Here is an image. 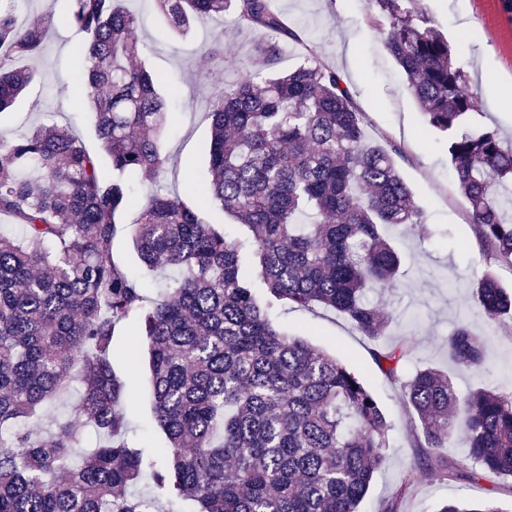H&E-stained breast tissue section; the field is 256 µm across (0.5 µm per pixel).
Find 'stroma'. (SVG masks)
<instances>
[{"label":"stroma","mask_w":512,"mask_h":512,"mask_svg":"<svg viewBox=\"0 0 512 512\" xmlns=\"http://www.w3.org/2000/svg\"><path fill=\"white\" fill-rule=\"evenodd\" d=\"M274 5L343 76L363 114L366 136L396 150L400 172L424 214L425 235H407L393 227L384 230L402 254L404 271L400 288L371 295L374 306L390 317L385 344H407L405 375L436 367L452 378L459 394L477 387L512 393V321L489 322L469 288L472 278L489 267L511 285L512 268L494 260L490 247L470 224L468 204L453 180L447 142L426 131L403 74L386 52L378 28L367 19L366 0H275ZM423 5L447 35L478 94L480 110L471 117L469 130L495 129L504 139H512V100L497 107L487 98L489 81L512 78V14L505 12L501 0H423ZM126 6L138 18L136 36L152 71L161 82L175 81L182 87L181 101L169 108L164 176L159 180L139 177V188L146 193L160 187L173 194L205 184L209 179L208 99L241 71L267 77L253 53L266 34L218 17L197 24L187 36L176 37L152 0H126ZM80 39V33L66 26L55 27L42 55L31 63L38 78L10 111L0 114V138H13L39 124H54L69 128L90 151H98L92 115L82 105L83 87L70 67L71 48ZM218 41L228 57L224 65L209 59L210 48ZM112 248L146 282L148 299H156L169 283L170 272L140 266L125 232H118ZM274 318L289 333L357 369L392 422L386 462L375 475L363 512H380L382 504L398 494L403 497L401 512H435L445 498L486 497L493 498L503 512H512L511 479L445 480L416 466L415 422L402 390L382 374L373 360L371 342L344 316L284 304ZM462 322L488 344L485 363L476 372L459 369L448 356V336ZM114 369L130 394L125 406L129 443L162 453L167 440L152 414L146 358L133 321H126L119 330ZM408 479L414 489L401 494Z\"/></svg>","instance_id":"stroma-1"}]
</instances>
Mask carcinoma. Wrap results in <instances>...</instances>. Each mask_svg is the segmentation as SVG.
I'll list each match as a JSON object with an SVG mask.
<instances>
[{"label":"carcinoma","mask_w":512,"mask_h":512,"mask_svg":"<svg viewBox=\"0 0 512 512\" xmlns=\"http://www.w3.org/2000/svg\"><path fill=\"white\" fill-rule=\"evenodd\" d=\"M181 35L235 13L266 32L251 72L220 88L205 113L210 180L181 195L151 194L127 232L141 265L180 276L157 302L113 253L117 216L132 177L160 178L173 86L142 60L138 21L124 0H70L66 24L98 155L67 129L39 124L0 139V216L24 230L0 233V512H159L157 500H189L195 512H360L384 462L391 421L357 371L290 335L269 313L280 301L320 306L377 342L388 321L366 303L396 286L402 260L386 225L423 234V214L393 153L366 137L342 75L308 52L274 70L284 46L303 43L272 0H153ZM0 0V112L35 80L21 62L40 56L53 17L19 22ZM371 22L406 76L428 126L448 134V158L469 219L496 260L512 266V220L500 199L512 186V143L494 130L466 132L478 97L448 38L421 0H368ZM212 201L249 233L225 236L203 216ZM476 305L512 319V291L488 268L471 281ZM136 318L148 359L152 407L169 448L162 458L126 441L129 393L113 367L119 326ZM403 345L374 352L400 384L418 422L415 464L461 476L442 449L457 442L484 473L512 476V395L457 394L444 372L400 376ZM452 361L482 368L486 347L466 323L448 339ZM82 383L75 411L101 436L77 462V438L61 423L35 438L21 424ZM149 476L155 495L133 488ZM438 512H500L490 499L450 500Z\"/></svg>","instance_id":"1"}]
</instances>
